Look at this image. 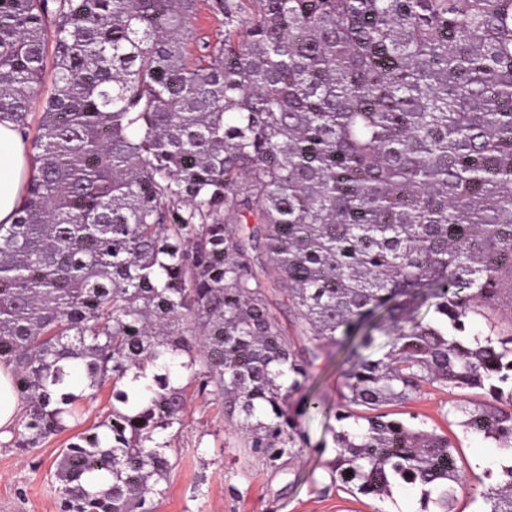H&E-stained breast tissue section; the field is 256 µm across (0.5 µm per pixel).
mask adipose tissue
<instances>
[{"instance_id":"adipose-tissue-1","label":"adipose tissue","mask_w":512,"mask_h":512,"mask_svg":"<svg viewBox=\"0 0 512 512\" xmlns=\"http://www.w3.org/2000/svg\"><path fill=\"white\" fill-rule=\"evenodd\" d=\"M29 173L23 138L12 123H0V223L14 220L21 184Z\"/></svg>"}]
</instances>
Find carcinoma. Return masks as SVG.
<instances>
[{
	"mask_svg": "<svg viewBox=\"0 0 512 512\" xmlns=\"http://www.w3.org/2000/svg\"><path fill=\"white\" fill-rule=\"evenodd\" d=\"M211 8L224 35L189 63L197 0H0V121L32 162L0 224L12 445L69 430L110 379L111 411L61 449V510L152 512L187 413L179 357L279 468L326 409L310 369L346 342L330 483L512 512V0ZM377 332L388 350L362 355ZM435 385L484 397L455 411L504 456L492 483L395 412Z\"/></svg>",
	"mask_w": 512,
	"mask_h": 512,
	"instance_id": "1",
	"label": "carcinoma"
}]
</instances>
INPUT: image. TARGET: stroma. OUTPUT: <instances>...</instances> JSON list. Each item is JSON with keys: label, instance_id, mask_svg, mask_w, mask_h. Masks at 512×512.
I'll return each instance as SVG.
<instances>
[{"label": "stroma", "instance_id": "stroma-1", "mask_svg": "<svg viewBox=\"0 0 512 512\" xmlns=\"http://www.w3.org/2000/svg\"><path fill=\"white\" fill-rule=\"evenodd\" d=\"M347 357L346 345L329 347L311 369L306 391L337 404ZM471 399L458 389L430 386L404 411L448 433L466 471L479 476L493 467L497 454L490 441L458 425L461 415L453 407ZM335 423L321 414L303 417L308 445L297 462L278 470L249 455L220 403L192 396L183 425L165 433L172 468L159 484L156 512H417L415 489L397 488L381 499L330 487L325 464L334 450L321 443ZM65 440L61 434L26 452L0 441V512H61L55 471Z\"/></svg>", "mask_w": 512, "mask_h": 512}]
</instances>
